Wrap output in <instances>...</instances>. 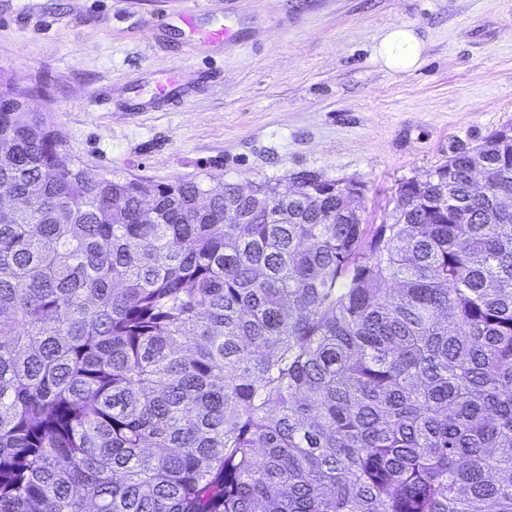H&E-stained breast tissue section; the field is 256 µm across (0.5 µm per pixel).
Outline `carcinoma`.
I'll list each match as a JSON object with an SVG mask.
<instances>
[{"mask_svg": "<svg viewBox=\"0 0 512 512\" xmlns=\"http://www.w3.org/2000/svg\"><path fill=\"white\" fill-rule=\"evenodd\" d=\"M24 97L0 75V512H512L508 129L365 224L314 172L92 176Z\"/></svg>", "mask_w": 512, "mask_h": 512, "instance_id": "1", "label": "carcinoma"}]
</instances>
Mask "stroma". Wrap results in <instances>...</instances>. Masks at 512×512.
<instances>
[{
  "label": "stroma",
  "mask_w": 512,
  "mask_h": 512,
  "mask_svg": "<svg viewBox=\"0 0 512 512\" xmlns=\"http://www.w3.org/2000/svg\"><path fill=\"white\" fill-rule=\"evenodd\" d=\"M175 2L0 0V72L93 174L285 193L312 171L362 182L378 224L401 182L512 126V0H210L196 26L237 39L206 50ZM399 24L417 68L374 57ZM172 69L182 101L152 104Z\"/></svg>",
  "instance_id": "obj_1"
}]
</instances>
